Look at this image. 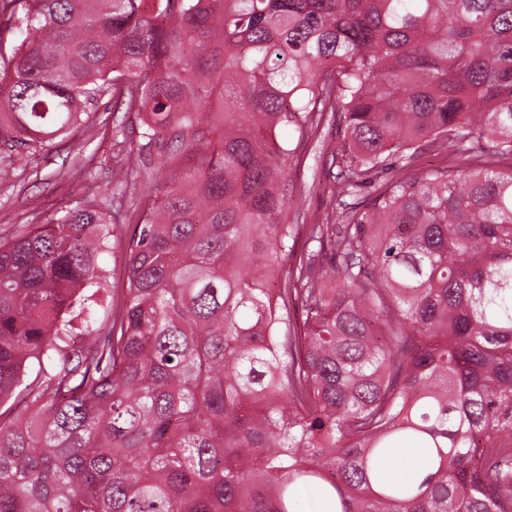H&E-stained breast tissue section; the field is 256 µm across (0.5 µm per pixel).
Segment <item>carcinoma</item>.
I'll return each mask as SVG.
<instances>
[{"instance_id":"obj_1","label":"carcinoma","mask_w":512,"mask_h":512,"mask_svg":"<svg viewBox=\"0 0 512 512\" xmlns=\"http://www.w3.org/2000/svg\"><path fill=\"white\" fill-rule=\"evenodd\" d=\"M0 58L26 156L108 98L167 167L108 322V199L0 237V512H512V0H0ZM296 112L340 136L329 271Z\"/></svg>"}]
</instances>
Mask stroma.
<instances>
[{
	"label": "stroma",
	"mask_w": 512,
	"mask_h": 512,
	"mask_svg": "<svg viewBox=\"0 0 512 512\" xmlns=\"http://www.w3.org/2000/svg\"><path fill=\"white\" fill-rule=\"evenodd\" d=\"M299 122L306 130L307 145L304 151L289 156L285 173L294 190L292 202L300 210L295 237L301 243L309 225L324 223L335 209L323 186L332 180L328 163L337 135L330 125L308 117H300ZM121 149L112 125L93 117L57 139L50 151L32 158L26 169L7 170L0 176V235H7L19 224L46 223L73 200L108 195L118 186L123 192L115 195L116 205L134 210L144 185L161 181L165 169L154 160L138 179L127 180L120 163ZM135 227L129 220L117 225L112 250L100 259L108 278L107 289L94 297L100 305H119L124 300L127 242Z\"/></svg>",
	"instance_id": "obj_1"
}]
</instances>
